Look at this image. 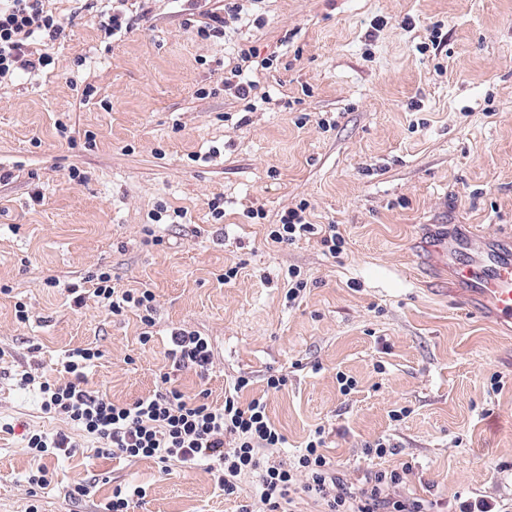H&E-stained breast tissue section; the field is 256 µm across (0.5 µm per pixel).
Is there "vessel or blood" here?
Wrapping results in <instances>:
<instances>
[{"label":"vessel or blood","instance_id":"obj_1","mask_svg":"<svg viewBox=\"0 0 512 512\" xmlns=\"http://www.w3.org/2000/svg\"><path fill=\"white\" fill-rule=\"evenodd\" d=\"M440 253L448 266V292L467 310L512 331V234L447 236Z\"/></svg>","mask_w":512,"mask_h":512}]
</instances>
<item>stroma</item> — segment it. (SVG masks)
Returning <instances> with one entry per match:
<instances>
[{
  "instance_id": "35a3bbf8",
  "label": "stroma",
  "mask_w": 512,
  "mask_h": 512,
  "mask_svg": "<svg viewBox=\"0 0 512 512\" xmlns=\"http://www.w3.org/2000/svg\"><path fill=\"white\" fill-rule=\"evenodd\" d=\"M46 4L68 33L52 66L0 82V512H102L128 484L147 490L132 512L250 502L249 479L228 496L206 467L168 473L94 437L33 458L27 434L71 426L16 376L66 380L75 348L99 351L88 387L113 401L154 393L166 372L219 405L246 376L283 460L320 428L347 482L406 464L401 493L435 512L459 496L512 512V335L448 296L431 250L447 234L512 229V0H245L221 39L197 32L216 0H152L111 35L112 0ZM240 36L274 57L243 72L271 96L252 112L224 88ZM302 201L312 223L336 225L341 253L316 236L271 242ZM291 268L308 282L292 302ZM102 272L153 293L148 345L137 312L74 303L71 288ZM176 328L210 340L207 376L168 358ZM272 372L288 376L275 393ZM382 437L396 454L367 458ZM40 466L48 484L29 485Z\"/></svg>"
}]
</instances>
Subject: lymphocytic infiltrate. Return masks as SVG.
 I'll list each match as a JSON object with an SVG mask.
<instances>
[{
  "mask_svg": "<svg viewBox=\"0 0 512 512\" xmlns=\"http://www.w3.org/2000/svg\"><path fill=\"white\" fill-rule=\"evenodd\" d=\"M44 0H0V80L22 72L48 67L53 62L49 46L67 36L62 21L44 9ZM307 203L289 209L271 231V239L290 245L302 236L321 233V243L337 254L343 243L335 226L318 231L306 219ZM92 295L113 314L134 308L145 327L142 343H149L154 326V297L151 292L119 290L111 276L97 275ZM168 355L175 365L205 375L212 368L214 353L208 339L183 328L172 330ZM99 353L78 348L64 363V382L36 381L23 374L21 385H38L47 413L63 416L72 434H34L27 446L35 456L48 450L69 451L78 437L104 440L113 454L131 459L154 458L159 463L192 469L200 465L217 471L225 494H235L242 478H250L252 494L265 512H290L295 495L319 502L322 512H432L429 501L397 494L405 472L395 468L369 474L362 485L348 484L328 456L322 431H315L304 451L293 461L281 459L283 435L271 423L267 404L260 398L242 402L248 386L238 377L224 390V402L217 405L198 398L185 400L171 388L142 397L130 404H117L85 388L87 368Z\"/></svg>",
  "mask_w": 512,
  "mask_h": 512,
  "instance_id": "lymphocytic-infiltrate-1",
  "label": "lymphocytic infiltrate"
}]
</instances>
